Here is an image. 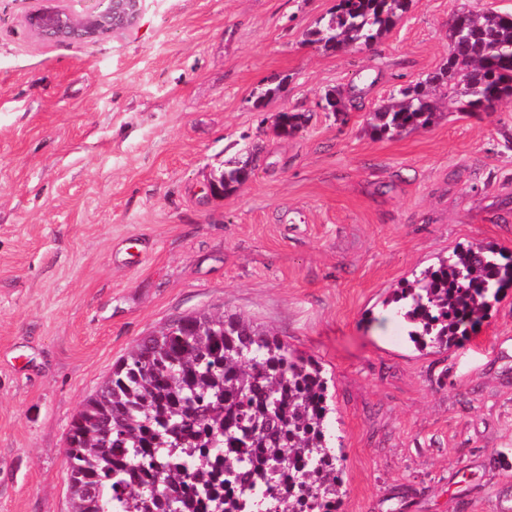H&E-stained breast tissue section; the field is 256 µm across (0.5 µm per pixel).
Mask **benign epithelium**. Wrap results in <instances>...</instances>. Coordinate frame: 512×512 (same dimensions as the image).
I'll return each instance as SVG.
<instances>
[{
    "instance_id": "1",
    "label": "benign epithelium",
    "mask_w": 512,
    "mask_h": 512,
    "mask_svg": "<svg viewBox=\"0 0 512 512\" xmlns=\"http://www.w3.org/2000/svg\"><path fill=\"white\" fill-rule=\"evenodd\" d=\"M65 2L48 0L26 15L25 25L36 39H43L45 30L56 32L57 42L71 39L74 33L86 42L118 36L135 27L143 10V0H95L94 8L83 12Z\"/></svg>"
}]
</instances>
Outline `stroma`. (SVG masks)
Listing matches in <instances>:
<instances>
[{"label": "stroma", "mask_w": 512, "mask_h": 512, "mask_svg": "<svg viewBox=\"0 0 512 512\" xmlns=\"http://www.w3.org/2000/svg\"><path fill=\"white\" fill-rule=\"evenodd\" d=\"M335 2L145 0L127 33L39 43L31 0H0V512H71L72 418L140 339L203 311L323 365L338 512H512V288L441 352L382 305L457 247L512 256V100L369 127L445 60L454 13L512 0H411L379 44L326 54L304 33ZM333 87L343 123L319 106ZM282 111L308 122L277 134ZM246 144L249 180L208 196ZM322 96L327 104L326 111L333 112L336 121L344 122L349 109V95L343 89L334 87L325 91Z\"/></svg>", "instance_id": "obj_1"}]
</instances>
